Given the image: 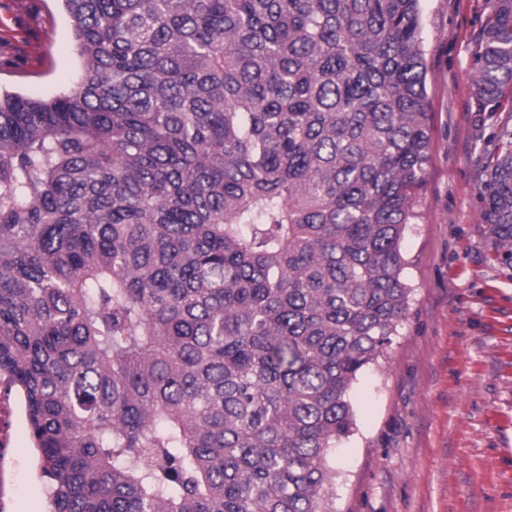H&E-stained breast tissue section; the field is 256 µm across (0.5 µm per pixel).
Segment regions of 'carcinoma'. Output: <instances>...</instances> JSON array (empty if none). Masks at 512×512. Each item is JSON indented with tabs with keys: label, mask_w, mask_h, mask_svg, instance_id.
<instances>
[{
	"label": "carcinoma",
	"mask_w": 512,
	"mask_h": 512,
	"mask_svg": "<svg viewBox=\"0 0 512 512\" xmlns=\"http://www.w3.org/2000/svg\"><path fill=\"white\" fill-rule=\"evenodd\" d=\"M81 76L0 94V370L49 512H331L409 309L421 0H62ZM512 263V0L474 57Z\"/></svg>",
	"instance_id": "1"
}]
</instances>
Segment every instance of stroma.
I'll use <instances>...</instances> for the list:
<instances>
[{
	"mask_svg": "<svg viewBox=\"0 0 512 512\" xmlns=\"http://www.w3.org/2000/svg\"><path fill=\"white\" fill-rule=\"evenodd\" d=\"M495 0H421L432 157L401 248L409 309L351 392L333 512H512V266L480 213L474 52ZM80 72L60 0H0V91L53 98Z\"/></svg>",
	"mask_w": 512,
	"mask_h": 512,
	"instance_id": "stroma-1",
	"label": "stroma"
}]
</instances>
